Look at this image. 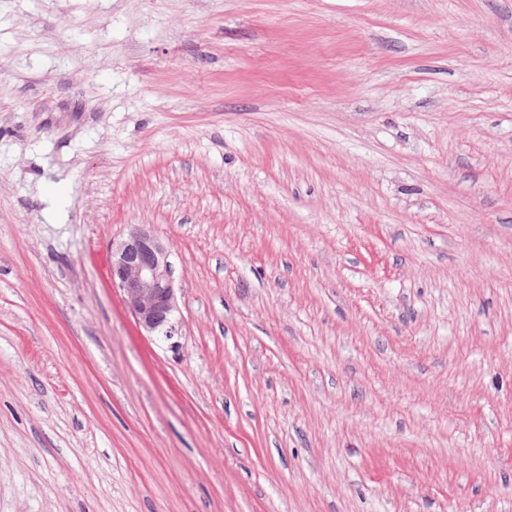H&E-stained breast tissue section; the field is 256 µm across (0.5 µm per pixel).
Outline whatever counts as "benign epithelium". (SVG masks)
<instances>
[{
	"instance_id": "7a95c632",
	"label": "benign epithelium",
	"mask_w": 512,
	"mask_h": 512,
	"mask_svg": "<svg viewBox=\"0 0 512 512\" xmlns=\"http://www.w3.org/2000/svg\"><path fill=\"white\" fill-rule=\"evenodd\" d=\"M109 274L139 327L167 341L179 333L167 246L148 224H130L110 246Z\"/></svg>"
}]
</instances>
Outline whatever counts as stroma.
I'll use <instances>...</instances> for the list:
<instances>
[{
    "mask_svg": "<svg viewBox=\"0 0 512 512\" xmlns=\"http://www.w3.org/2000/svg\"><path fill=\"white\" fill-rule=\"evenodd\" d=\"M0 512H512V0H0ZM109 274L134 316L148 335L167 341L178 336L180 322L175 284L167 246L148 224H130L110 246Z\"/></svg>",
    "mask_w": 512,
    "mask_h": 512,
    "instance_id": "1",
    "label": "stroma"
}]
</instances>
